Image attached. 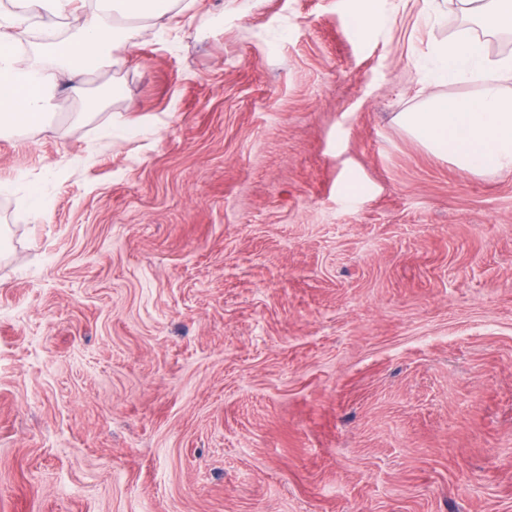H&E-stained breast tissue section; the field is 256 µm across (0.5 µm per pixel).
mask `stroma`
Instances as JSON below:
<instances>
[{
	"label": "stroma",
	"mask_w": 512,
	"mask_h": 512,
	"mask_svg": "<svg viewBox=\"0 0 512 512\" xmlns=\"http://www.w3.org/2000/svg\"><path fill=\"white\" fill-rule=\"evenodd\" d=\"M383 7L199 0L0 138V512H512V173L398 124L465 23ZM349 2L357 37L361 40L370 39L379 19L378 2L380 1L352 0ZM19 201L20 209L28 218L34 220L46 219L47 214L43 205L42 192L38 185L28 184Z\"/></svg>",
	"instance_id": "obj_1"
}]
</instances>
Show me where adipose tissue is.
<instances>
[{"label":"adipose tissue","instance_id":"1","mask_svg":"<svg viewBox=\"0 0 512 512\" xmlns=\"http://www.w3.org/2000/svg\"><path fill=\"white\" fill-rule=\"evenodd\" d=\"M197 0H11L0 11V137L49 126V103L68 76L81 93L86 76L123 64L137 37L167 36L173 18L194 11ZM488 34L512 33V0H459ZM36 30L22 64L16 31ZM435 83L469 76L473 96L434 93L422 108L398 115L399 124L431 153L473 173L512 172V55L488 61L480 38L464 33L434 49Z\"/></svg>","mask_w":512,"mask_h":512}]
</instances>
